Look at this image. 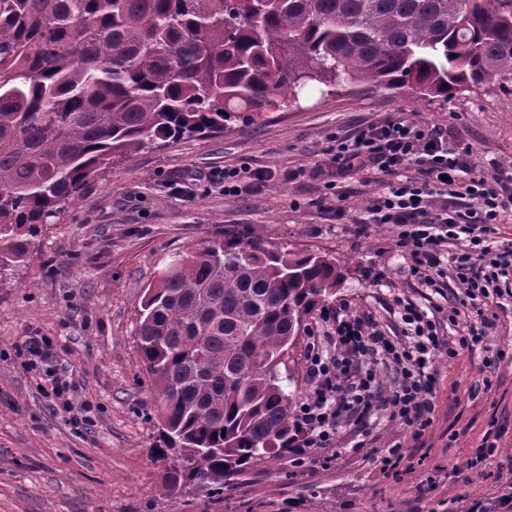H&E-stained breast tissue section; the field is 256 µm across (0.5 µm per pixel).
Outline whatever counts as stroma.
I'll list each match as a JSON object with an SVG mask.
<instances>
[{
    "mask_svg": "<svg viewBox=\"0 0 512 512\" xmlns=\"http://www.w3.org/2000/svg\"><path fill=\"white\" fill-rule=\"evenodd\" d=\"M390 112L445 130L472 147L479 167L512 164V80L429 98L408 87L349 84L332 95L306 87L301 103L113 160L37 248L0 281V512H512V303L490 332L502 349L495 372L482 350L436 361L435 411L421 438L380 420L366 447L350 427L339 453L290 454L258 464L224 495H157L165 469L152 452L159 418L155 386L136 352L141 301L176 253L232 231L270 245L327 254L344 280L327 311L348 307L389 322L395 299L443 304L455 291L425 288L407 272L397 229L368 223L370 199L386 177L364 170L337 178L330 147ZM240 169L242 193L224 192V170ZM313 311L287 360L290 386L306 396L305 355L322 333ZM53 348L31 361L28 337ZM71 378L80 413L51 391V374ZM501 470L468 468L484 441ZM400 446L397 473L385 471Z\"/></svg>",
    "mask_w": 512,
    "mask_h": 512,
    "instance_id": "1",
    "label": "stroma"
}]
</instances>
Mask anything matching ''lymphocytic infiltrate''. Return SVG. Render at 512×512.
I'll use <instances>...</instances> for the list:
<instances>
[{"instance_id": "obj_1", "label": "lymphocytic infiltrate", "mask_w": 512, "mask_h": 512, "mask_svg": "<svg viewBox=\"0 0 512 512\" xmlns=\"http://www.w3.org/2000/svg\"><path fill=\"white\" fill-rule=\"evenodd\" d=\"M335 142L337 175L376 169L389 176L367 212L373 223L397 227L410 276L435 289L449 280L457 292L447 306L427 310L398 301L402 326L394 336L369 313L342 308L323 317V338L313 342L306 359L310 390L299 408L303 438L292 449L297 464L311 449H335L336 430L344 424L365 438L385 418L421 436L434 409L437 354L453 359L480 348L489 354L486 368H495L492 322L473 325L469 318L478 306L512 296V268L498 238L500 223L512 212V164L478 168L470 147L399 115ZM410 168L422 173V183L406 178ZM437 195L446 202L434 211L429 201ZM448 326L461 328L458 340L445 336ZM381 370L391 375V386L380 387Z\"/></svg>"}]
</instances>
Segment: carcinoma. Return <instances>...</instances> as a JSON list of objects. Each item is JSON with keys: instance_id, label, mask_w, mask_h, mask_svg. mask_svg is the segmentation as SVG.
Masks as SVG:
<instances>
[{"instance_id": "1", "label": "carcinoma", "mask_w": 512, "mask_h": 512, "mask_svg": "<svg viewBox=\"0 0 512 512\" xmlns=\"http://www.w3.org/2000/svg\"><path fill=\"white\" fill-rule=\"evenodd\" d=\"M512 75V0H0V278L112 163L296 104L309 82L432 98ZM336 259L227 234L175 254L141 304L160 494L222 488L293 447L279 367L336 294Z\"/></svg>"}]
</instances>
